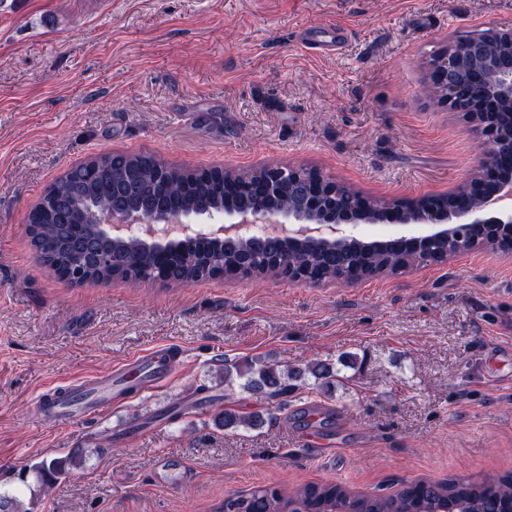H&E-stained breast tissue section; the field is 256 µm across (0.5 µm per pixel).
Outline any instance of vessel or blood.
<instances>
[{
	"instance_id": "obj_1",
	"label": "vessel or blood",
	"mask_w": 512,
	"mask_h": 512,
	"mask_svg": "<svg viewBox=\"0 0 512 512\" xmlns=\"http://www.w3.org/2000/svg\"><path fill=\"white\" fill-rule=\"evenodd\" d=\"M176 364L168 349L158 348L113 365L104 374L77 381L65 390H49L36 400L39 418L55 424L97 418L111 411L115 400L130 387H150L152 381L170 373Z\"/></svg>"
}]
</instances>
